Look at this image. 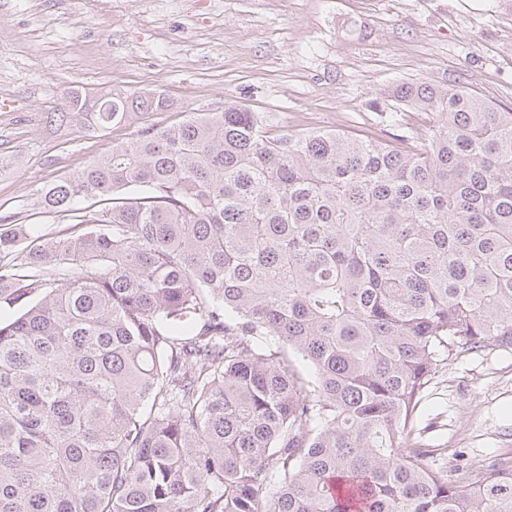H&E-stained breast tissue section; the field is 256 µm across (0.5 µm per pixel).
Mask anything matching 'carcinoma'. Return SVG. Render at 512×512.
Masks as SVG:
<instances>
[{
  "label": "carcinoma",
  "instance_id": "obj_1",
  "mask_svg": "<svg viewBox=\"0 0 512 512\" xmlns=\"http://www.w3.org/2000/svg\"><path fill=\"white\" fill-rule=\"evenodd\" d=\"M387 98L431 124L226 104L45 188L68 235L0 228V512H512V448L451 483L415 429L448 352L512 348V110ZM166 108L72 93L47 120Z\"/></svg>",
  "mask_w": 512,
  "mask_h": 512
}]
</instances>
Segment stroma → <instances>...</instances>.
I'll return each mask as SVG.
<instances>
[{"instance_id":"stroma-1","label":"stroma","mask_w":512,"mask_h":512,"mask_svg":"<svg viewBox=\"0 0 512 512\" xmlns=\"http://www.w3.org/2000/svg\"><path fill=\"white\" fill-rule=\"evenodd\" d=\"M461 85L512 108V0H0V219L63 236L43 189L137 127L232 102L273 129L399 135L388 89ZM160 93L137 122L48 123L68 92ZM418 426L463 480L512 448V349L449 355Z\"/></svg>"}]
</instances>
